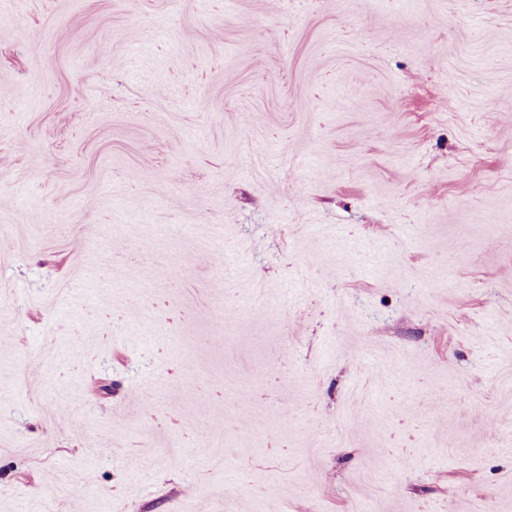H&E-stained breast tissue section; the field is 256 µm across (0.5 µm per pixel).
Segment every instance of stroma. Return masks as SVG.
<instances>
[{
    "instance_id": "obj_1",
    "label": "stroma",
    "mask_w": 512,
    "mask_h": 512,
    "mask_svg": "<svg viewBox=\"0 0 512 512\" xmlns=\"http://www.w3.org/2000/svg\"><path fill=\"white\" fill-rule=\"evenodd\" d=\"M512 0H0V512H512Z\"/></svg>"
}]
</instances>
